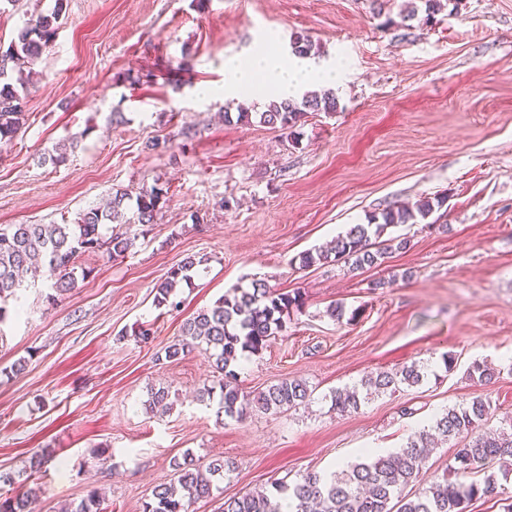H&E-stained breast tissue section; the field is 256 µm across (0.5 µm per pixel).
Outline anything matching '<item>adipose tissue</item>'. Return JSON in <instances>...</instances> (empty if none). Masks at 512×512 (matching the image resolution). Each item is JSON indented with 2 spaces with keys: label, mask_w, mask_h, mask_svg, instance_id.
<instances>
[{
  "label": "adipose tissue",
  "mask_w": 512,
  "mask_h": 512,
  "mask_svg": "<svg viewBox=\"0 0 512 512\" xmlns=\"http://www.w3.org/2000/svg\"><path fill=\"white\" fill-rule=\"evenodd\" d=\"M340 75L339 68L322 66L306 58L286 57L270 48L247 59L227 60L222 93L225 99H238L260 77L272 89L289 95L311 84L337 83Z\"/></svg>",
  "instance_id": "ef3b65f1"
}]
</instances>
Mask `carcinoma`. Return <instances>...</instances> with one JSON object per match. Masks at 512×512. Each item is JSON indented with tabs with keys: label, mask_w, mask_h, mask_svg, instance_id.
Returning a JSON list of instances; mask_svg holds the SVG:
<instances>
[{
	"label": "carcinoma",
	"mask_w": 512,
	"mask_h": 512,
	"mask_svg": "<svg viewBox=\"0 0 512 512\" xmlns=\"http://www.w3.org/2000/svg\"><path fill=\"white\" fill-rule=\"evenodd\" d=\"M457 9L458 0H417L407 14L413 20L423 13L429 23L444 4ZM64 11V0H55L51 13L42 14L20 28L7 50L0 54V141L12 140L24 121L22 98L17 86L24 85L28 71L51 46ZM292 54L310 57L315 44L308 36H297L291 43ZM338 100L330 91L306 92L301 97L278 98L259 113L260 122L283 129L294 127L309 112H334ZM165 197L163 188H143L136 196L135 216L139 224H152ZM128 193L111 194L103 206H90L78 213L73 224H10L0 229V323L7 317L6 303L16 297L22 286V274L30 269L44 268L52 281L51 289L62 294L77 282L74 260L81 253L102 252L116 260L133 246V239L123 234L102 236L106 224H128L125 203ZM433 201L424 197L407 207H388L368 215L367 223L355 224L336 237L329 250L305 251L298 256L299 268L342 261L354 269L382 263L388 248L371 242L384 231L398 224H420L433 212ZM202 260L193 256L172 268L157 286L155 302L167 304L178 284L191 281ZM87 277L92 269H83ZM304 304L298 292H281L260 280L250 288H235L208 308L196 312L182 326L181 339L164 349V359L174 362L195 348L206 345L215 373L213 385L199 391V401L209 405L217 402L216 414L239 419L249 408L280 411L294 408L311 396L305 383L284 379L266 390L250 396L237 383L239 358L254 354L285 328L290 314ZM427 373L413 363L398 372L380 371L361 382V386L345 387L331 393L334 410L341 415L360 409L364 400L360 388L376 393L394 392L405 384L413 387L423 383ZM165 409L173 406L170 391L161 387L151 392L146 408ZM490 403L475 398L466 405L448 408L420 429L400 449L387 454H370L363 462L347 466L329 476L308 472L293 483L272 482V490H259L224 502L222 512H282L280 501L289 498L292 512H467L473 501L496 498L505 489L494 475L483 481H462L460 474L484 469L494 463L512 465V423L492 434L484 431L490 415ZM446 441L463 439L454 453L450 477L433 481L414 495L403 490L417 481L435 437ZM233 464L221 458L200 461L189 453L176 463L173 481L156 487L152 498L143 505V512H189L199 499L208 498L224 477L233 472ZM29 495L22 493L0 497V512H28ZM69 512H104L103 501L92 491L78 502H71Z\"/></svg>",
	"instance_id": "1"
}]
</instances>
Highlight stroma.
<instances>
[{
  "label": "stroma",
  "instance_id": "1",
  "mask_svg": "<svg viewBox=\"0 0 512 512\" xmlns=\"http://www.w3.org/2000/svg\"><path fill=\"white\" fill-rule=\"evenodd\" d=\"M55 0H0V52ZM402 0H67L51 48L34 66L18 135L0 144V227L71 224L117 190L167 189L154 224L126 225L125 257L82 256L91 273L49 301L46 276L26 278L0 323V471L46 453L34 512H60L98 490L107 512H142L184 453L235 469L190 512L403 447L442 410L482 397L490 427L512 419V0H461L433 22L402 21ZM344 60L337 111L293 130L234 122L264 99L202 96L224 86V62L292 35ZM123 121L114 124L113 113ZM66 161L39 165L70 138ZM159 139L163 148L147 149ZM442 199L427 223L388 228L410 244L382 264L299 269L368 214ZM447 232H440V225ZM201 258L177 307L155 287L185 257ZM261 280L305 305L260 353L240 359L243 392L305 381L309 401L282 412L220 417L197 401L213 380L199 347L174 363L165 347L184 321L233 288ZM346 317L335 320L332 306ZM148 324L153 334L136 332ZM455 358L446 369L444 354ZM23 371H14L18 361ZM417 363L426 380L337 414L332 390ZM492 367L484 385L473 364ZM174 407L150 414L151 388Z\"/></svg>",
  "mask_w": 512,
  "mask_h": 512
}]
</instances>
